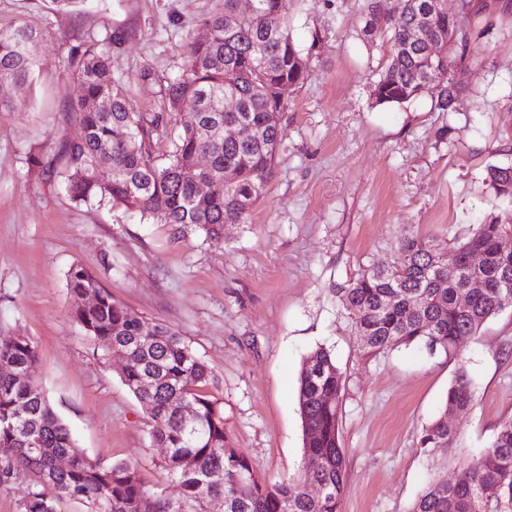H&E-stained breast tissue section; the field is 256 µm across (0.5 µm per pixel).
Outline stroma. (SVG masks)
I'll return each instance as SVG.
<instances>
[{
    "instance_id": "1",
    "label": "stroma",
    "mask_w": 512,
    "mask_h": 512,
    "mask_svg": "<svg viewBox=\"0 0 512 512\" xmlns=\"http://www.w3.org/2000/svg\"><path fill=\"white\" fill-rule=\"evenodd\" d=\"M473 4L468 57L454 67L463 100L441 112L427 96L374 103L389 45L364 35L366 0H282L294 38H320L305 57L312 78L288 93L275 173L248 224L211 244L76 203L58 173L38 174L29 157L52 155L74 133L65 109L79 87L63 65L73 38L123 34L111 74L139 111L160 112L161 80L224 0H91L72 12L0 0V27L25 21L44 33L33 82L13 90L22 111L0 112V336L34 341L35 378L90 458L135 463L149 488L180 495L152 419L120 379L124 359L71 316L67 275L77 265L132 313L180 332L212 371L207 391L224 407L232 446L267 479L304 465L298 371L309 352L330 349L345 379L342 512H406L428 476L456 478L512 417V309L465 338L460 361L414 346L368 357L336 297L362 269L400 264L402 237L444 251L477 224H512V203L485 179L489 166L512 165V0ZM460 364L475 394L451 418L462 445L424 453L421 430Z\"/></svg>"
}]
</instances>
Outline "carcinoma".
<instances>
[{
    "label": "carcinoma",
    "mask_w": 512,
    "mask_h": 512,
    "mask_svg": "<svg viewBox=\"0 0 512 512\" xmlns=\"http://www.w3.org/2000/svg\"><path fill=\"white\" fill-rule=\"evenodd\" d=\"M398 21L368 0L363 17L367 36L382 34L390 59L373 81L378 105H401L429 96L441 112H456L461 89L445 81L464 59L471 0H460L459 17L437 11L435 0H407ZM255 12L236 21V0H224V12L205 16L210 37L186 39L178 70L164 78L169 112H139L127 86L112 78V49L120 33L104 39L81 38L68 49L65 69L79 82L80 95L69 105L78 125L76 137L57 153L37 155L31 166L46 173L62 168L64 184L79 203L106 204L173 227L181 239L197 234L206 241L224 240V225L245 224L273 174L283 138L280 89L301 87L311 73L299 67L303 46L290 33L281 0H254ZM43 34L18 23L0 27V112H12V89L33 81L40 68ZM455 48L448 51V42ZM227 98L235 111L224 110ZM251 128L245 141L228 139L227 124ZM173 131L164 143L166 130ZM209 157L206 169L197 158ZM110 165L103 181L97 170ZM496 196L512 202V166L488 168ZM210 192L196 189L199 181ZM512 224H479L451 251L479 253L481 264L460 280H448V265L438 251L413 236L399 248L403 262L363 270L336 289V298L355 316V331L365 355L377 357L401 346H421L435 355L458 358V338L474 336L499 312L512 309V287L501 288L504 272L512 274V252L499 241ZM483 288L468 287V279ZM67 287L72 316L85 335L103 340L127 356L123 384L146 408L154 426L153 441L168 449L167 471L177 480L183 503L148 489L137 468L125 461L109 465L89 458L56 413L34 374L38 351L26 336H0V489L27 480L21 512H61V504L80 498L88 512H204V504L224 500V512H341L347 491L339 420L343 373L332 352L319 347L303 360L298 375V405L304 458L314 464L301 474L275 481L259 479L249 460L232 448L224 407L205 391L212 372L172 326L131 313L87 269H70ZM95 295L86 305L82 299ZM194 404L186 418L182 402ZM474 402L468 372L458 364L448 387L444 410L423 427L419 445L431 453L460 447L458 430L448 424V410L461 412ZM67 460L65 467L57 460ZM319 485L313 496L306 485ZM408 512H512V418L502 420L483 452L462 462L458 478L448 483L429 478Z\"/></svg>",
    "instance_id": "cac0c4a2"
}]
</instances>
